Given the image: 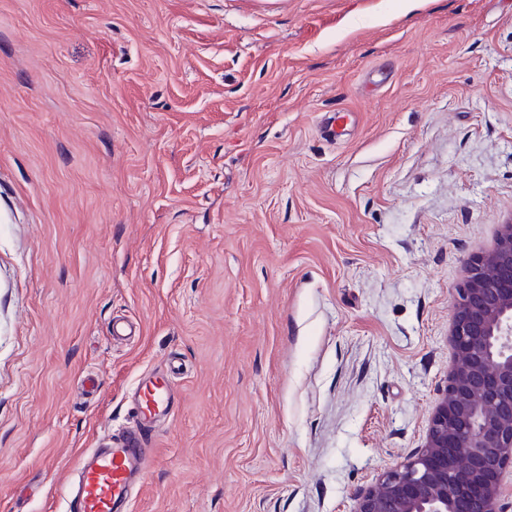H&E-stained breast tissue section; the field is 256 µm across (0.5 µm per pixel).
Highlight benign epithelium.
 Masks as SVG:
<instances>
[{"label":"benign epithelium","instance_id":"obj_1","mask_svg":"<svg viewBox=\"0 0 512 512\" xmlns=\"http://www.w3.org/2000/svg\"><path fill=\"white\" fill-rule=\"evenodd\" d=\"M448 386L417 452L353 493V512H503L512 466V224L466 262Z\"/></svg>","mask_w":512,"mask_h":512}]
</instances>
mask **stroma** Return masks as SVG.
I'll list each match as a JSON object with an SVG mask.
<instances>
[{
    "label": "stroma",
    "instance_id": "1",
    "mask_svg": "<svg viewBox=\"0 0 512 512\" xmlns=\"http://www.w3.org/2000/svg\"><path fill=\"white\" fill-rule=\"evenodd\" d=\"M510 222L512 0H0V512L153 372L129 512H351Z\"/></svg>",
    "mask_w": 512,
    "mask_h": 512
}]
</instances>
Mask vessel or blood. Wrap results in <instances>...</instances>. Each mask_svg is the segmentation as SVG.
Wrapping results in <instances>:
<instances>
[{"label":"vessel or blood","mask_w":512,"mask_h":512,"mask_svg":"<svg viewBox=\"0 0 512 512\" xmlns=\"http://www.w3.org/2000/svg\"><path fill=\"white\" fill-rule=\"evenodd\" d=\"M172 382L168 375L143 378L134 392L135 421L121 440L90 449L77 464V484L67 512H127L134 485L142 478L150 448L146 432L155 417L169 412Z\"/></svg>","instance_id":"obj_1"}]
</instances>
